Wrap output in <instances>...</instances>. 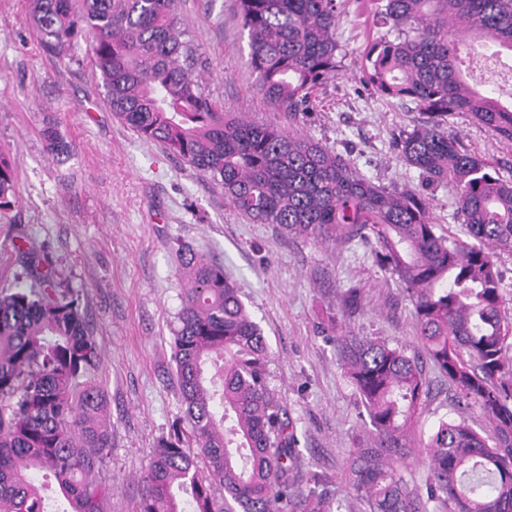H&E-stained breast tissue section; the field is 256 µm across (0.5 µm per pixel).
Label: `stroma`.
<instances>
[{
  "label": "stroma",
  "mask_w": 512,
  "mask_h": 512,
  "mask_svg": "<svg viewBox=\"0 0 512 512\" xmlns=\"http://www.w3.org/2000/svg\"><path fill=\"white\" fill-rule=\"evenodd\" d=\"M341 3L336 38L342 70L296 120L257 92L237 0H181L183 27L199 48L195 72L225 111L258 124H294L374 183L423 193L438 233L461 235L452 190L427 181L395 148L399 135L423 123V114L380 98L360 81L362 51L377 35L370 0ZM48 126L66 151L48 148L42 136ZM448 127L470 152L512 167V147L465 116L450 118ZM0 148L17 172L16 194L0 208V289L14 284L20 240L34 242L60 271L61 290L78 298L101 352L94 378L107 392L112 420V449L102 471L112 493L103 512H137L143 471L179 414L170 341L184 244L223 264L268 342L271 386L296 426L298 485L318 474L339 512H364L345 481V464L369 424L328 319L337 317L343 330L399 343L408 354H424L409 299L372 262L374 239L317 244L237 214L208 176L120 123L87 45L66 56L43 51L27 0H0ZM350 287L362 289L364 306L344 316L339 295ZM423 368L430 394L405 471L418 484L425 480L429 431L454 410L447 382L431 363Z\"/></svg>",
  "instance_id": "obj_1"
}]
</instances>
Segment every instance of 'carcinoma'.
Segmentation results:
<instances>
[{
	"mask_svg": "<svg viewBox=\"0 0 512 512\" xmlns=\"http://www.w3.org/2000/svg\"><path fill=\"white\" fill-rule=\"evenodd\" d=\"M179 0H30L51 53L86 42L105 99L123 124L161 144L224 190L256 224L317 243L370 234L373 261L403 288L426 356L458 402L479 407L493 436L462 415L440 418L427 474L405 476L429 384L416 356L382 338L336 337L345 375L370 424L345 477L365 512H512V317L501 307L498 260L512 255V175L469 152L448 131L462 114L512 145V103L463 75L481 49L512 54V0H378L386 32L366 47L364 80L382 98L409 101L426 121L396 144L400 157L454 192L467 240L436 232L421 194L389 192L343 155L278 126L224 113L194 75ZM340 0H238L257 91L295 117L340 72ZM14 162L0 149V205L15 195ZM33 278L0 290V512H46L30 472L50 474L70 512H102L99 479L112 448L107 395L92 379L101 352L74 299L56 288L41 250L17 246ZM182 281L171 357L180 415L144 471L139 512H335L326 491L295 485L299 449L270 386L269 348L235 282L192 247L179 249ZM362 293H341L344 315ZM224 490L219 497L216 491Z\"/></svg>",
	"mask_w": 512,
	"mask_h": 512,
	"instance_id": "carcinoma-1",
	"label": "carcinoma"
}]
</instances>
